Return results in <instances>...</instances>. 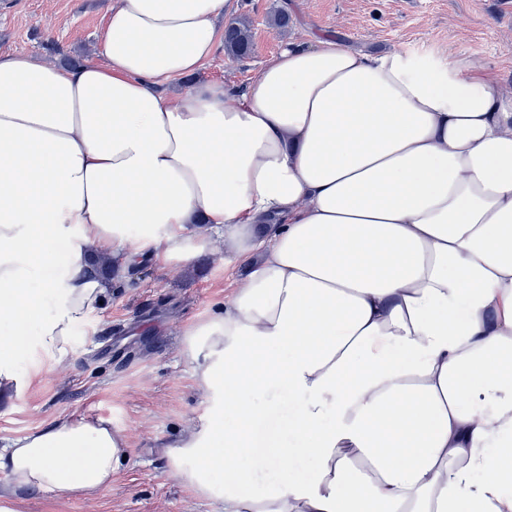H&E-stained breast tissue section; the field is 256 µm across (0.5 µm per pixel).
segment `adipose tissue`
<instances>
[{"label":"adipose tissue","instance_id":"1","mask_svg":"<svg viewBox=\"0 0 512 512\" xmlns=\"http://www.w3.org/2000/svg\"><path fill=\"white\" fill-rule=\"evenodd\" d=\"M230 8L116 0L100 63L0 52V393L72 354L99 260L222 241L244 284L182 329L206 410L165 446L179 484L224 512H512V95L330 36L169 91ZM127 448L104 419L10 440L0 512L110 488Z\"/></svg>","mask_w":512,"mask_h":512}]
</instances>
